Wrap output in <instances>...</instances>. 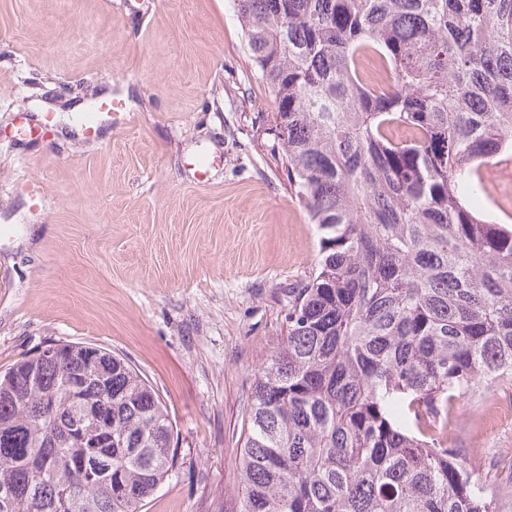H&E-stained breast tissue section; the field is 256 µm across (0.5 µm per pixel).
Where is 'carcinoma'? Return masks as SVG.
I'll return each instance as SVG.
<instances>
[{
    "label": "carcinoma",
    "instance_id": "obj_1",
    "mask_svg": "<svg viewBox=\"0 0 512 512\" xmlns=\"http://www.w3.org/2000/svg\"><path fill=\"white\" fill-rule=\"evenodd\" d=\"M273 142L323 236L258 368L239 512H498L448 438L512 380V0H234ZM379 53L393 87L358 77ZM0 375V512H147L173 425L124 359L50 345ZM500 162L501 166H511V170L500 168ZM482 177L486 197H482L481 206L488 208L501 224H512V154L502 156L495 164L485 167Z\"/></svg>",
    "mask_w": 512,
    "mask_h": 512
}]
</instances>
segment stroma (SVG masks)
<instances>
[{
    "mask_svg": "<svg viewBox=\"0 0 512 512\" xmlns=\"http://www.w3.org/2000/svg\"><path fill=\"white\" fill-rule=\"evenodd\" d=\"M275 110L233 0H0V373L57 341L138 370L178 448L149 512L241 507L254 375L321 242L267 147ZM482 177L512 224V170ZM455 439L512 512V382Z\"/></svg>",
    "mask_w": 512,
    "mask_h": 512,
    "instance_id": "obj_1",
    "label": "stroma"
}]
</instances>
